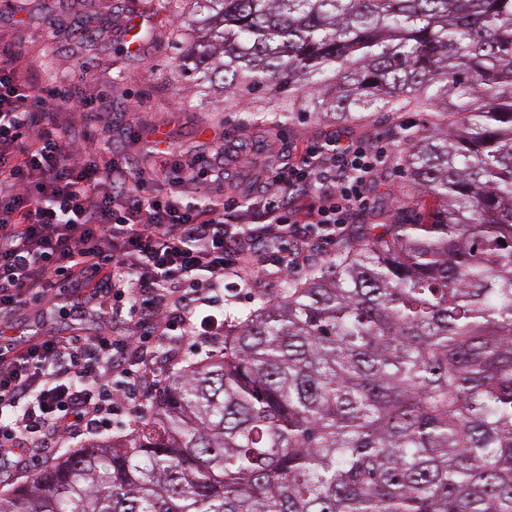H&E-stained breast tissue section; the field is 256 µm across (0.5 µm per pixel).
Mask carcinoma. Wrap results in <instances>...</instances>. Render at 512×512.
<instances>
[{
  "mask_svg": "<svg viewBox=\"0 0 512 512\" xmlns=\"http://www.w3.org/2000/svg\"><path fill=\"white\" fill-rule=\"evenodd\" d=\"M196 91L416 110L433 222L364 224L0 512H512V0H190Z\"/></svg>",
  "mask_w": 512,
  "mask_h": 512,
  "instance_id": "cac0c4a2",
  "label": "carcinoma"
}]
</instances>
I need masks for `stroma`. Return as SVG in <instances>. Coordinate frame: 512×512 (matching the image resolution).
Returning <instances> with one entry per match:
<instances>
[{"instance_id":"35a3bbf8","label":"stroma","mask_w":512,"mask_h":512,"mask_svg":"<svg viewBox=\"0 0 512 512\" xmlns=\"http://www.w3.org/2000/svg\"><path fill=\"white\" fill-rule=\"evenodd\" d=\"M181 24L179 13L161 8L158 0H112L107 15L101 14L98 0H5L0 5V47L34 61L40 80L65 83L72 107L64 115L66 136L91 129L100 147L129 155L139 167L157 173L164 165L153 150L158 139L166 140L184 165L223 154V172L214 173L206 185H188L193 197L221 193L235 199L241 192H253L271 160L334 137L390 151L401 130L417 129L427 120L420 112H370L362 121L345 123L306 112L280 124L248 123V112L263 105L262 96L228 101L218 94L203 102L194 94L180 67L183 46L176 30ZM132 26L145 33L144 40L133 45L127 36ZM89 96L101 115L94 123L78 109ZM408 182L402 163L379 172L370 208L343 225L333 245L309 237L306 262L332 257L359 225L392 217L394 195L406 190ZM265 257L262 251L251 253L258 274L250 287L225 286V322L238 321L261 301L282 294L286 279L264 267ZM102 329L91 315L73 321L58 308L43 313L30 307L13 315L10 335L21 348L40 336L86 335Z\"/></svg>"}]
</instances>
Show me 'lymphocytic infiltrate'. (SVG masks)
Segmentation results:
<instances>
[{
	"label": "lymphocytic infiltrate",
	"instance_id": "obj_1",
	"mask_svg": "<svg viewBox=\"0 0 512 512\" xmlns=\"http://www.w3.org/2000/svg\"><path fill=\"white\" fill-rule=\"evenodd\" d=\"M63 91L0 51V335L56 283L121 326L117 336H54L0 354V466L30 468L52 448L106 430L118 407L158 379L157 352L179 335L205 350L224 339V282H248L247 253L268 239L336 238L389 154L336 139L303 147L247 201L189 200L211 168L174 166L167 195L132 158L89 136L63 142Z\"/></svg>",
	"mask_w": 512,
	"mask_h": 512
}]
</instances>
